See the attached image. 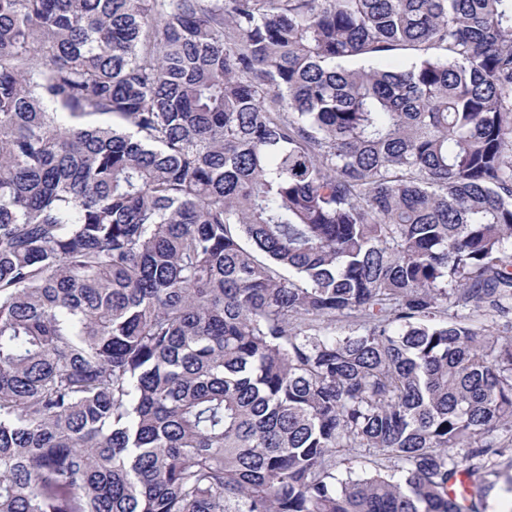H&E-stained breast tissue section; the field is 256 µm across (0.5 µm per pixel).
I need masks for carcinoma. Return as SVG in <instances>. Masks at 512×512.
Here are the masks:
<instances>
[{
    "instance_id": "carcinoma-1",
    "label": "carcinoma",
    "mask_w": 512,
    "mask_h": 512,
    "mask_svg": "<svg viewBox=\"0 0 512 512\" xmlns=\"http://www.w3.org/2000/svg\"><path fill=\"white\" fill-rule=\"evenodd\" d=\"M502 328L512 0H0V512H481Z\"/></svg>"
}]
</instances>
